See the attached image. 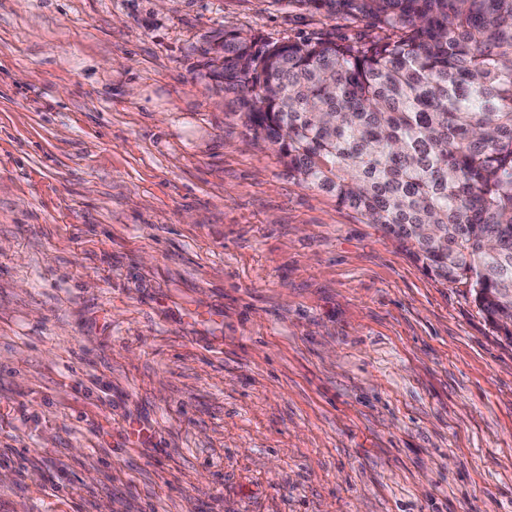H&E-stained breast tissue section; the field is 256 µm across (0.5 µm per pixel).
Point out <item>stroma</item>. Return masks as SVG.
<instances>
[{
	"label": "stroma",
	"mask_w": 512,
	"mask_h": 512,
	"mask_svg": "<svg viewBox=\"0 0 512 512\" xmlns=\"http://www.w3.org/2000/svg\"><path fill=\"white\" fill-rule=\"evenodd\" d=\"M286 0H0V512H512V341L205 78Z\"/></svg>",
	"instance_id": "obj_1"
}]
</instances>
